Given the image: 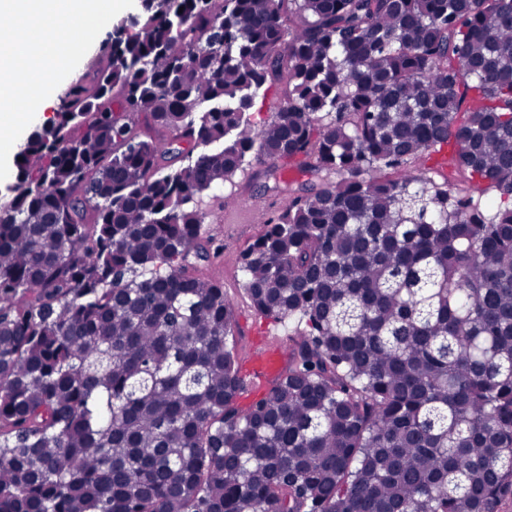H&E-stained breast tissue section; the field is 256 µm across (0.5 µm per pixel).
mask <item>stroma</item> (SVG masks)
<instances>
[{
  "label": "stroma",
  "mask_w": 512,
  "mask_h": 512,
  "mask_svg": "<svg viewBox=\"0 0 512 512\" xmlns=\"http://www.w3.org/2000/svg\"><path fill=\"white\" fill-rule=\"evenodd\" d=\"M267 167V161L250 160L232 181L202 192L197 202L204 214L205 234L224 246L219 257L202 263L201 271L218 281L232 300L237 347L244 354L267 341L275 342L284 350L289 347L287 331L254 311L243 292L239 270L242 251L261 229L259 221H247V211H256L262 218L277 212L284 204L281 197L261 191Z\"/></svg>",
  "instance_id": "35a3bbf8"
}]
</instances>
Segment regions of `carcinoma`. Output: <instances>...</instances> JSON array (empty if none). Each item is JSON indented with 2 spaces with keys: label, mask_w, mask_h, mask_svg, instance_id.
<instances>
[{
  "label": "carcinoma",
  "mask_w": 512,
  "mask_h": 512,
  "mask_svg": "<svg viewBox=\"0 0 512 512\" xmlns=\"http://www.w3.org/2000/svg\"><path fill=\"white\" fill-rule=\"evenodd\" d=\"M130 24L0 201V512H498L512 0H144ZM250 156L288 204L243 290L295 328L243 405L234 305L198 273L222 246L191 203ZM286 99V87L284 84L274 85L266 93V96L257 98L256 105L251 112V120L255 125L261 126L268 123Z\"/></svg>",
  "instance_id": "1"
}]
</instances>
